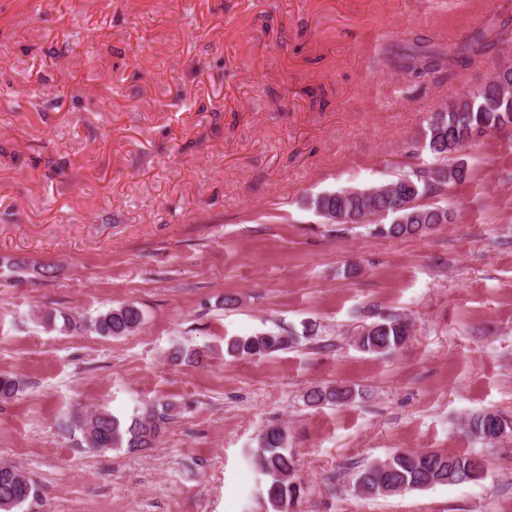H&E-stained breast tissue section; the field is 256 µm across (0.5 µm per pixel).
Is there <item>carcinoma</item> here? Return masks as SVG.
Wrapping results in <instances>:
<instances>
[{
	"mask_svg": "<svg viewBox=\"0 0 512 512\" xmlns=\"http://www.w3.org/2000/svg\"><path fill=\"white\" fill-rule=\"evenodd\" d=\"M512 16L473 32L466 39L433 47L417 39L414 45L395 53L393 62L415 79H425L455 67L469 68L487 50L508 33ZM512 125V66L503 67L488 78L480 94L465 92L430 118L424 147L440 160L436 168L424 172L434 177L424 180L416 174L402 173L375 189L344 188L318 195L312 200L315 212L338 224H371L378 235L404 238L422 234L438 224L454 221L448 207L419 204L417 200L438 195L443 188L467 180L468 168L449 156L472 143V131L479 127L491 132ZM142 311L133 304L111 307L86 321L63 317L66 330L89 325L100 336H124L140 328ZM410 335L409 324L401 315L390 314L363 328L358 347L369 354L389 355L402 347ZM296 337L263 333L239 337L226 343V353L237 358H256L290 349ZM20 392V382L0 373V399ZM354 391L338 385L314 389L306 394V404L323 402L346 404ZM171 419V405H148L124 419L107 410H97L84 418H75L72 429L81 433L88 447L97 450L124 448L128 451L155 447L164 425ZM467 436L487 444L512 433V422L493 412L470 415L464 423ZM253 461L266 478L264 497L273 512H292L305 494L295 477L296 461L287 448L283 426L272 423L261 433ZM485 460L471 453L451 454L438 451L402 450L388 458L360 466H350L352 487L367 496H380L401 490L428 489L435 486L477 484L484 479ZM36 496L35 483L15 466L0 465V512H12L28 498Z\"/></svg>",
	"mask_w": 512,
	"mask_h": 512,
	"instance_id": "1",
	"label": "carcinoma"
}]
</instances>
